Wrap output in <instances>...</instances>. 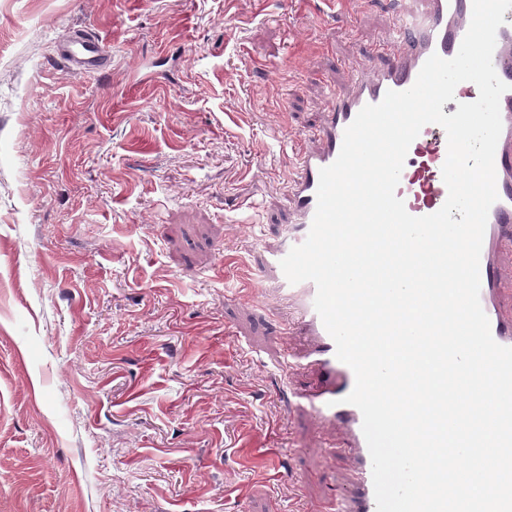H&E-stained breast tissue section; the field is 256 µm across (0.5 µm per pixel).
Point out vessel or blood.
Here are the masks:
<instances>
[{"instance_id":"vessel-or-blood-1","label":"vessel or blood","mask_w":512,"mask_h":512,"mask_svg":"<svg viewBox=\"0 0 512 512\" xmlns=\"http://www.w3.org/2000/svg\"><path fill=\"white\" fill-rule=\"evenodd\" d=\"M391 8L396 23L376 49L378 62L355 71L351 92L332 94L311 135V146L300 150L296 166L289 171L288 234L278 247L260 256L263 270L275 278L280 297L294 310L293 319L280 331L286 346L284 363L309 372L306 385L293 393L295 406L322 430L338 428L344 433L346 460L354 471V481L337 499L334 512H377L362 414L345 401L355 377L351 368L337 359L335 342L314 308L316 285L310 281L289 283L280 262L308 235L317 206L319 173L337 159L346 127L364 106L381 102L387 91L412 87L431 55L453 58L472 16V0H425L420 12L407 10L403 0H392ZM504 19L496 35L493 65L510 89L500 100L503 128L495 152L498 199L489 210L480 255V303L494 340L512 347V321H507L500 309L498 291L502 284L495 266L498 250L512 247V9L505 12ZM54 53L78 73H94L109 64L105 46L84 30L56 42ZM446 157L445 130L437 124L425 125L409 147L396 189L410 215H429L444 205L448 197L442 177Z\"/></svg>"}]
</instances>
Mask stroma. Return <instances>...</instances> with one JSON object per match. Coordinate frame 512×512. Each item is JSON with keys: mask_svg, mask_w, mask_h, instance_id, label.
Here are the masks:
<instances>
[{"mask_svg": "<svg viewBox=\"0 0 512 512\" xmlns=\"http://www.w3.org/2000/svg\"><path fill=\"white\" fill-rule=\"evenodd\" d=\"M0 0V512H327L288 392V157L383 0ZM112 56L79 74L55 43ZM291 67L278 68L281 59ZM232 334H225V323ZM54 53L69 69L78 73H95L110 65L105 46L85 30L56 42Z\"/></svg>", "mask_w": 512, "mask_h": 512, "instance_id": "stroma-1", "label": "stroma"}]
</instances>
